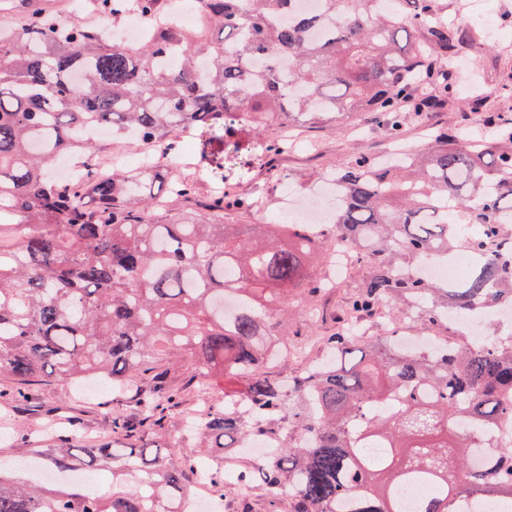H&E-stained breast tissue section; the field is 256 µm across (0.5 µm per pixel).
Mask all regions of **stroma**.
<instances>
[{"label":"stroma","mask_w":512,"mask_h":512,"mask_svg":"<svg viewBox=\"0 0 512 512\" xmlns=\"http://www.w3.org/2000/svg\"><path fill=\"white\" fill-rule=\"evenodd\" d=\"M499 30L501 37L490 51L480 52L477 70L485 87L484 108H477L469 91L470 73L455 70L457 81L452 108L429 115L407 113L404 136L415 152L426 153L436 129L445 128L468 142L483 137L488 113L497 112L512 118V0H482L480 19L473 21L476 31L486 27ZM239 150L232 166L222 167L224 143L221 138L206 134L178 136V150L184 164L182 173L197 182L195 197L176 201L171 206L175 215L195 217L205 213L213 187L223 182L235 183L238 190L264 199V206L243 212L231 207L224 210L228 224H273L283 221L287 204L282 199L284 187L305 192L316 185L320 175L346 166L355 155L374 158L388 147L383 129L371 124L367 113L361 112L350 122L327 121L299 128L288 152L279 156L262 150L251 123L238 126L235 135ZM277 170L280 180L272 182L269 172ZM370 267L360 264L343 287L326 288L321 292L289 293L287 303L292 311L283 331L292 344L310 347L309 357L322 361L327 353V336L341 328L342 306L346 296L357 291L368 277ZM164 383L181 392L180 405L169 411L161 432L170 441H183L184 414L201 409L202 403L194 389L185 385L189 369L180 363L161 362ZM13 384L0 377V457H10L21 442L32 447L44 445L49 425H56L78 435L96 440L112 437V427L105 421L102 407L111 404L112 390L89 389L87 382H51L33 389V402L18 404Z\"/></svg>","instance_id":"1"}]
</instances>
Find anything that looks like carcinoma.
Segmentation results:
<instances>
[{
	"instance_id": "obj_1",
	"label": "carcinoma",
	"mask_w": 512,
	"mask_h": 512,
	"mask_svg": "<svg viewBox=\"0 0 512 512\" xmlns=\"http://www.w3.org/2000/svg\"><path fill=\"white\" fill-rule=\"evenodd\" d=\"M91 2L114 23L174 6ZM193 2L200 30L165 25L136 44L39 11L0 37V217L23 225L15 243L0 245V376L20 396L50 379L110 380L124 393L150 363L188 360L209 391L221 380L243 390L208 410L193 455L157 440L14 449L13 462L0 463V512H176L201 458L246 435L275 440V453L210 468L208 480L261 488L268 512L285 501L288 512L512 504V446L499 449L497 470L473 459L475 431L512 420V343L425 358L390 354L383 337L356 328L383 313L393 320L399 301L421 304L422 326L512 303V222H502L512 215V119L488 117L487 145L440 133L427 156L359 155L331 173L344 191L336 237L365 252L374 271L348 296L354 324L327 338L330 359L289 377L268 368L288 344L278 333L285 295L328 287L317 275L326 241L309 224L224 223V206L258 205L234 187L201 219L162 217L167 206L156 204L197 192L179 174L177 134L223 132L228 165L235 127H260L269 114L295 129L368 111L401 141V104L421 115L447 107L448 61L474 35L446 21L438 0H398L404 23L377 0H322L319 12L295 0ZM95 129L122 141L132 129L155 154L110 179L90 164L79 181L48 177L60 157L90 152ZM461 250L467 274L447 282L398 260L446 263ZM178 399L159 387L129 416L109 408L112 432L141 439ZM83 468L110 469L115 482L133 475L137 485L105 497L70 490Z\"/></svg>"
}]
</instances>
